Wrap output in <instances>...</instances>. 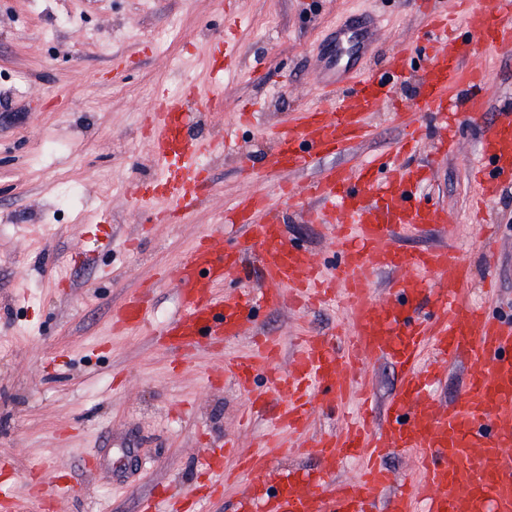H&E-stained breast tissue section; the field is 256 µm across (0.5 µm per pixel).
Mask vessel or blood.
<instances>
[{"label": "vessel or blood", "mask_w": 512, "mask_h": 512, "mask_svg": "<svg viewBox=\"0 0 512 512\" xmlns=\"http://www.w3.org/2000/svg\"><path fill=\"white\" fill-rule=\"evenodd\" d=\"M466 32H449L447 14L429 10L432 42L424 53L417 107L440 120L438 148L453 151L459 115L451 97L465 88L464 106L480 130L477 189L481 198L512 186V103L488 109L480 93L484 72L470 57L483 47L512 49V0H456ZM381 23L351 22L336 29V45L324 66L336 73L323 82L324 102L267 126L276 145L268 167L304 171L322 157L345 153L368 139V117L393 100L396 83L412 55L399 48L383 74L353 78L344 55L363 53ZM222 67L212 68L208 84L189 83L180 98L163 97L147 112L149 151L156 165L150 186L128 189L133 204L164 213L195 206L209 188L204 158L223 152L226 142L192 135L191 102L215 103L225 74L237 69L236 48L222 40ZM422 171L393 164L379 155L354 167H331L309 184L314 224L337 227L340 280L326 278L308 252L292 241L280 213L296 196L279 192V203L263 195L238 198L224 221L237 234L229 247L223 233L207 235L180 263L178 313L159 335L175 347L194 348L237 336H254L252 350L225 360L224 379L244 396L250 414L270 415L272 430L237 459L252 482L242 486L235 512H512V317H492L468 300L471 272L455 250L436 247L406 252L404 234L447 233L448 210L422 201ZM258 259L263 289L241 286L248 255ZM391 271V296H374L376 272ZM150 291L142 288L112 311V325L129 330L149 315ZM336 304L351 316L353 333L339 344L299 329L289 369L280 370L278 338L258 333L260 307L284 304ZM390 359L401 384L383 421L359 422L309 436L312 402L338 406L357 381L363 356ZM462 361L468 379L446 403L434 395L435 363ZM314 467L283 471L273 465L292 439ZM414 459L418 478L398 484L384 460ZM362 461L357 480H336L346 458Z\"/></svg>", "instance_id": "1"}]
</instances>
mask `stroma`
Returning <instances> with one entry per match:
<instances>
[{"label": "stroma", "mask_w": 512, "mask_h": 512, "mask_svg": "<svg viewBox=\"0 0 512 512\" xmlns=\"http://www.w3.org/2000/svg\"><path fill=\"white\" fill-rule=\"evenodd\" d=\"M227 0H0V473L21 512H141L159 489L200 485L205 448L231 437L249 444L265 427L243 429V397L207 379L225 355L252 346L242 336L225 349L174 352L145 333L112 330V309L144 283L154 287L150 318L161 325L178 309L175 265L203 235L220 230L224 211L243 194L276 195L281 185L302 190L315 171L273 172L274 149L263 126L316 98L318 70L338 25L379 16L384 31L356 65L381 71L402 45L415 53L397 95L419 92L427 16L414 0H237L240 70L224 79L218 105L193 106L194 127L225 138L228 151L206 158L208 199L185 215L152 222L129 202L123 186L155 174L142 118L158 93L181 96L186 81L206 73L205 51L224 33ZM490 108L512 102V51L477 55ZM252 124H239L243 111ZM435 121L425 112L372 118L371 139L321 168L361 162L386 152L407 126L423 129L416 162L427 165L422 200L446 206L447 235L403 238L408 252L456 247L472 272V298L489 314H512V187L475 223L471 178L479 130L462 122L456 148L433 151ZM58 146L44 151L46 143ZM79 186L81 206L62 209L59 195ZM290 239L314 266L337 270L322 225L307 223L299 207L285 214ZM112 231L107 251L97 238ZM261 332L282 338L280 366L291 360L299 326L333 334L349 327L346 314L324 307L259 312ZM364 380L377 407L400 386L397 369L369 356ZM100 458L91 468L88 455ZM64 477L55 506L32 498L38 472Z\"/></svg>", "instance_id": "1"}]
</instances>
